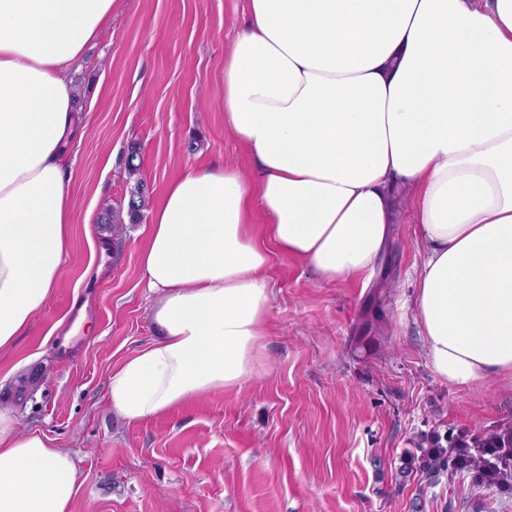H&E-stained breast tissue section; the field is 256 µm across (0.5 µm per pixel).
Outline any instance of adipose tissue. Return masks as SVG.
<instances>
[{"label":"adipose tissue","instance_id":"adipose-tissue-1","mask_svg":"<svg viewBox=\"0 0 512 512\" xmlns=\"http://www.w3.org/2000/svg\"><path fill=\"white\" fill-rule=\"evenodd\" d=\"M117 0H0V350L58 284L76 204L74 74ZM224 125L250 177H175L139 258L154 339L108 379L139 422L261 376L271 251L369 281L403 197L425 255L415 318L457 388L512 375V0H248ZM261 211L265 223L251 221ZM74 459L0 410V512H72Z\"/></svg>","mask_w":512,"mask_h":512}]
</instances>
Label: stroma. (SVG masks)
I'll return each instance as SVG.
<instances>
[{
	"mask_svg": "<svg viewBox=\"0 0 512 512\" xmlns=\"http://www.w3.org/2000/svg\"><path fill=\"white\" fill-rule=\"evenodd\" d=\"M247 10V0H118L81 75L69 252L30 331L0 351V407L19 432L72 455L73 512H512V492L413 464L424 433H511L512 378L458 389L431 372L410 309L423 250L409 201L369 284L324 282L273 252L261 377L136 423L113 412V367L155 331L141 227L113 231L102 209L127 200L132 142L153 205L191 169L224 162L250 173L222 107L224 57ZM96 279L100 314L77 332L78 357L62 363L54 338L69 298ZM30 370L41 381L14 403L12 386Z\"/></svg>",
	"mask_w": 512,
	"mask_h": 512,
	"instance_id": "1",
	"label": "stroma"
}]
</instances>
